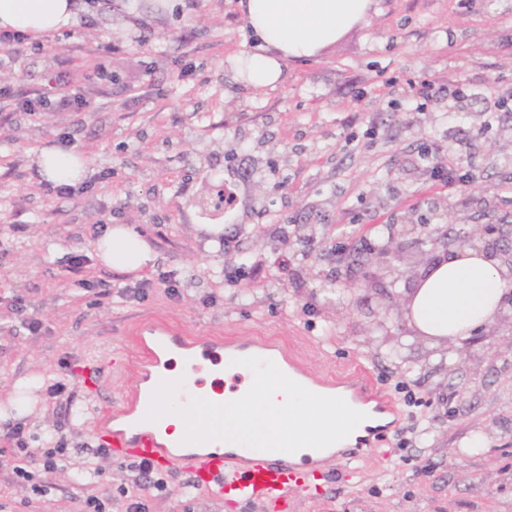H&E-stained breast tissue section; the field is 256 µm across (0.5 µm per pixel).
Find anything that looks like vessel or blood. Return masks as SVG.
Instances as JSON below:
<instances>
[{
    "mask_svg": "<svg viewBox=\"0 0 512 512\" xmlns=\"http://www.w3.org/2000/svg\"><path fill=\"white\" fill-rule=\"evenodd\" d=\"M132 340L142 350L144 361L140 371L127 388L123 413L130 419L123 428L113 427L111 419H101L98 438L111 456L148 462L159 471L187 473L193 483L217 496H230L245 503H287L288 495L297 491L306 478L291 454L261 451L244 445L232 449L206 448L202 443H167L149 420L153 390L150 380L166 382L167 362L174 351L187 359L202 357L209 360L223 357L234 360L259 357L280 364L289 378L303 387L312 384L299 358L279 342H237L220 338H198L194 333L155 319L138 324L131 333ZM339 389L357 405H370L373 421L364 425L363 436L345 445L340 455L346 462L359 460L369 451L374 439L391 429L383 415L395 413L393 399L376 388L365 372L344 371L336 378Z\"/></svg>",
    "mask_w": 512,
    "mask_h": 512,
    "instance_id": "vessel-or-blood-1",
    "label": "vessel or blood"
}]
</instances>
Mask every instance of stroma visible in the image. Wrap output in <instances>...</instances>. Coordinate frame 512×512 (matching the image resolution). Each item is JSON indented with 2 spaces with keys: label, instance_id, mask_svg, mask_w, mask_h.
Wrapping results in <instances>:
<instances>
[{
  "label": "stroma",
  "instance_id": "obj_1",
  "mask_svg": "<svg viewBox=\"0 0 512 512\" xmlns=\"http://www.w3.org/2000/svg\"><path fill=\"white\" fill-rule=\"evenodd\" d=\"M80 12L0 54V429L19 423L29 447L50 434L69 450L45 495L15 488L0 512H76L101 410L120 400L136 362L129 333L150 317L202 336L275 338L300 351L313 379L364 368L396 399L397 431L361 463L331 457L319 495L299 490L287 512H512V326L480 333L449 366L420 340L394 359L409 334L404 298L440 253L412 237L384 259L368 252L400 224L454 233L512 213L501 149L512 110L497 106L512 96V0H374L365 20L286 61L266 90L227 64L255 47L239 0H97ZM58 75L85 106L28 109ZM425 79L459 80L472 94L410 110L409 87ZM433 144L471 157L462 191L431 180L420 153ZM45 147L88 159L71 195L42 176ZM220 189L233 204L216 207ZM109 224L145 236L150 276L173 277L178 298L160 287L123 296L128 275L99 267L89 246ZM210 224L224 227L213 250ZM76 255L86 258L79 275ZM83 362L104 364L97 389L77 380ZM48 373L65 379L61 397L22 388ZM477 432L487 450L461 452ZM134 476L131 461L113 458L91 488L123 512ZM166 481L147 493V512H280L214 497L184 473Z\"/></svg>",
  "mask_w": 512,
  "mask_h": 512
}]
</instances>
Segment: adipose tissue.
<instances>
[{
    "label": "adipose tissue",
    "instance_id": "ef3b65f1",
    "mask_svg": "<svg viewBox=\"0 0 512 512\" xmlns=\"http://www.w3.org/2000/svg\"><path fill=\"white\" fill-rule=\"evenodd\" d=\"M258 51L231 58L238 74L254 88L276 86L284 59L312 57L368 14L372 0H241ZM80 9L76 0H0V30L40 38L69 26ZM87 162L56 148L42 150L39 167L48 181L74 184ZM106 268L123 273L143 270L155 259L145 237L130 226H107L91 243ZM512 303V278L498 261L470 248L456 249L429 265L406 299L405 319L413 337L430 347L452 342L465 347Z\"/></svg>",
    "mask_w": 512,
    "mask_h": 512
}]
</instances>
